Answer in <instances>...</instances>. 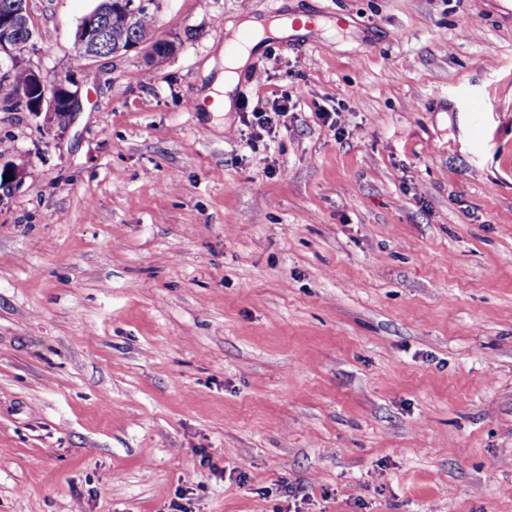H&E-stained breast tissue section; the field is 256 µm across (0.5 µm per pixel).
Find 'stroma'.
I'll return each instance as SVG.
<instances>
[{
  "mask_svg": "<svg viewBox=\"0 0 512 512\" xmlns=\"http://www.w3.org/2000/svg\"><path fill=\"white\" fill-rule=\"evenodd\" d=\"M96 3L28 0L47 76ZM153 11L164 62L102 59L63 127L0 111V512H512L503 0ZM275 13L345 30L269 36L210 111ZM241 28H250L254 34V41L248 44L247 47L241 48L233 55H226L224 48L221 49L220 55L223 58L224 71H222L215 79L214 83L205 95L213 98L214 103L210 107L213 112H228L230 108V101L226 96V92L232 91L237 78L236 71L243 67L249 58V49L264 37H268L267 33L272 35H280L281 25L271 22L265 27L260 22L247 21Z\"/></svg>",
  "mask_w": 512,
  "mask_h": 512,
  "instance_id": "1",
  "label": "stroma"
}]
</instances>
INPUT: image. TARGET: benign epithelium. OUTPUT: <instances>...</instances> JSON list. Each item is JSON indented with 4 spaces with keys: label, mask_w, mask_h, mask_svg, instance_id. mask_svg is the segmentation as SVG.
<instances>
[{
    "label": "benign epithelium",
    "mask_w": 512,
    "mask_h": 512,
    "mask_svg": "<svg viewBox=\"0 0 512 512\" xmlns=\"http://www.w3.org/2000/svg\"><path fill=\"white\" fill-rule=\"evenodd\" d=\"M101 5L86 15L78 25L74 48L85 55V65L80 72L86 73L94 68L102 58L117 57L142 46L138 41H130L127 46L114 52L99 50L104 35V26H112V0H100ZM31 33L30 16L25 4L10 3L8 0L0 4V74L7 75L14 65L11 41L16 32ZM23 65L29 73V84L18 90H10L5 98L20 103V107L38 115L46 112L63 127L75 111L80 93L79 82L74 73L69 72L49 78L31 61ZM20 177L16 169L3 166L0 168V189L7 192L19 187Z\"/></svg>",
    "instance_id": "7a95c632"
}]
</instances>
